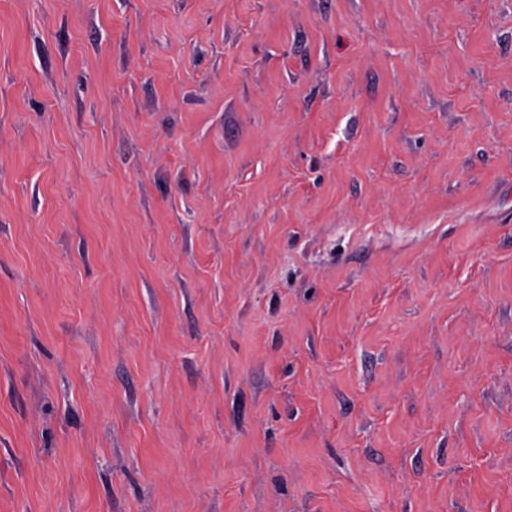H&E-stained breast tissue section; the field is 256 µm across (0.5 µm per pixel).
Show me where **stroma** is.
<instances>
[{
	"instance_id": "35a3bbf8",
	"label": "stroma",
	"mask_w": 512,
	"mask_h": 512,
	"mask_svg": "<svg viewBox=\"0 0 512 512\" xmlns=\"http://www.w3.org/2000/svg\"><path fill=\"white\" fill-rule=\"evenodd\" d=\"M0 512H512V0H0Z\"/></svg>"
}]
</instances>
